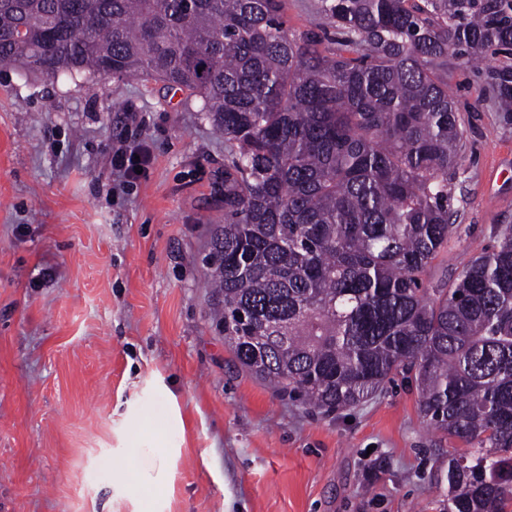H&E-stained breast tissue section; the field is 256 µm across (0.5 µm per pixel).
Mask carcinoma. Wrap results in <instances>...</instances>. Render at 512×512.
I'll use <instances>...</instances> for the list:
<instances>
[{
  "label": "carcinoma",
  "instance_id": "obj_1",
  "mask_svg": "<svg viewBox=\"0 0 512 512\" xmlns=\"http://www.w3.org/2000/svg\"><path fill=\"white\" fill-rule=\"evenodd\" d=\"M336 52L283 0H0V61L49 77L145 73L224 134L210 260L224 343L326 414L414 383L448 452V512L512 505V225L453 278L448 183L463 130L436 68L484 69L512 126V0H320Z\"/></svg>",
  "mask_w": 512,
  "mask_h": 512
}]
</instances>
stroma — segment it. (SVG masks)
<instances>
[{
    "mask_svg": "<svg viewBox=\"0 0 512 512\" xmlns=\"http://www.w3.org/2000/svg\"><path fill=\"white\" fill-rule=\"evenodd\" d=\"M318 5L284 0L289 33L324 34ZM445 77L461 234L432 279L512 224V128L476 70L452 57ZM134 142L151 160L127 183L112 155ZM223 221L224 136L197 97L0 68V512H448L461 443L423 422L414 388L327 416L225 345Z\"/></svg>",
    "mask_w": 512,
    "mask_h": 512,
    "instance_id": "obj_1",
    "label": "stroma"
}]
</instances>
